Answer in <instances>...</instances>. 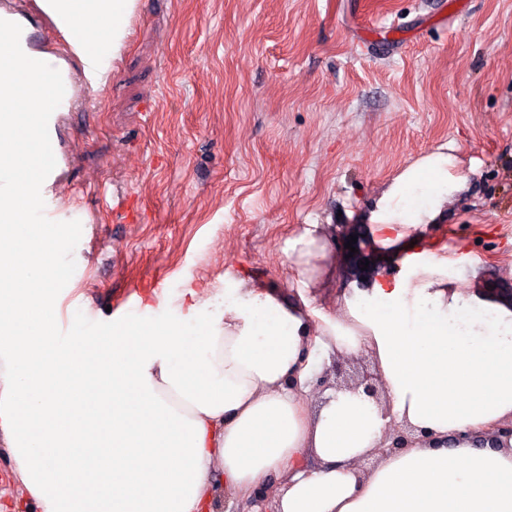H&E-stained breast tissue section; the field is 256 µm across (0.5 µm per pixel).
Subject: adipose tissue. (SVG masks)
I'll return each instance as SVG.
<instances>
[{"mask_svg": "<svg viewBox=\"0 0 512 512\" xmlns=\"http://www.w3.org/2000/svg\"><path fill=\"white\" fill-rule=\"evenodd\" d=\"M86 53L110 59L135 0H70ZM20 104L62 89L24 65L0 73ZM15 201L37 213L34 134L13 132ZM440 146L405 167L368 221L410 272L378 271L364 299L316 318L334 261L327 227L288 248L296 296L227 280L187 286L173 318H120L56 336L63 228L0 225V438L42 512H214L211 473L249 496L276 479L275 512H512V299L455 288L448 258L408 248L465 185ZM322 358L368 355L379 392L313 394ZM408 448L381 452L392 429Z\"/></svg>", "mask_w": 512, "mask_h": 512, "instance_id": "1", "label": "adipose tissue"}]
</instances>
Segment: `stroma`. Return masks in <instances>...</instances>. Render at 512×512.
Masks as SVG:
<instances>
[{"instance_id":"35a3bbf8","label":"stroma","mask_w":512,"mask_h":512,"mask_svg":"<svg viewBox=\"0 0 512 512\" xmlns=\"http://www.w3.org/2000/svg\"><path fill=\"white\" fill-rule=\"evenodd\" d=\"M59 205L91 232L60 258L61 336L134 315L143 289L175 314L186 285L245 272L296 294L286 250L310 224L332 243L314 307L360 301L377 260L366 218L441 144L467 175L431 254L458 287L512 266V0H137L122 46L64 124ZM40 512L0 442V512Z\"/></svg>"}]
</instances>
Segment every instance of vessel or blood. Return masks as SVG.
<instances>
[{
  "mask_svg": "<svg viewBox=\"0 0 512 512\" xmlns=\"http://www.w3.org/2000/svg\"><path fill=\"white\" fill-rule=\"evenodd\" d=\"M28 68L44 83L64 85L69 95L61 97L49 112L20 111L8 89L0 90V129L15 125L30 127L37 138L41 172L29 190L38 200L49 224L62 223L56 206V186L69 163L57 128L65 114L77 110L100 72V62L84 55L77 46L68 0H35L34 16L16 9L13 0H0V67L14 61ZM9 143H0V199L6 201L14 190L15 172Z\"/></svg>",
  "mask_w": 512,
  "mask_h": 512,
  "instance_id": "1",
  "label": "vessel or blood"
}]
</instances>
